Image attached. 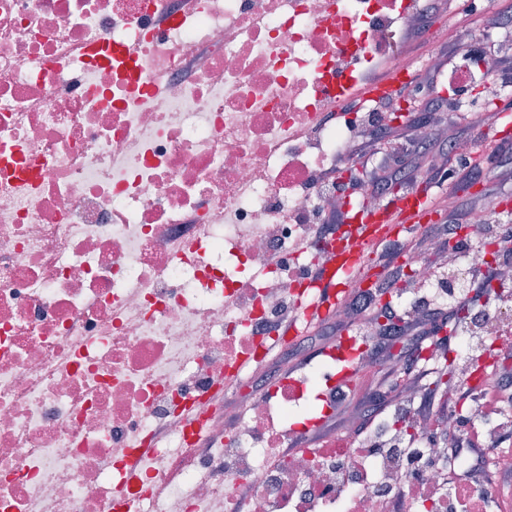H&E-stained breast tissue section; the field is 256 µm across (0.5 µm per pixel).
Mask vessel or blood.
<instances>
[{"label": "vessel or blood", "mask_w": 512, "mask_h": 512, "mask_svg": "<svg viewBox=\"0 0 512 512\" xmlns=\"http://www.w3.org/2000/svg\"><path fill=\"white\" fill-rule=\"evenodd\" d=\"M433 209L432 198L417 193L389 201L382 214L367 213L359 217L349 233L337 236L334 262L311 273L312 285L320 293L308 305V313L326 317L332 305L343 302L349 287L358 284L361 269L357 259L394 236L415 233L424 215Z\"/></svg>", "instance_id": "obj_1"}]
</instances>
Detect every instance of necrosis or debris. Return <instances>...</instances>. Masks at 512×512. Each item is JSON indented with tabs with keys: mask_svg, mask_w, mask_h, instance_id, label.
<instances>
[{
	"mask_svg": "<svg viewBox=\"0 0 512 512\" xmlns=\"http://www.w3.org/2000/svg\"><path fill=\"white\" fill-rule=\"evenodd\" d=\"M426 4L0 0V512H124L112 490L141 446L137 512H291L296 495L300 512H443L380 494L402 466L362 453L360 418L337 459L306 442L336 412L335 344L302 378L240 386L264 344L298 342L267 324L330 263L318 225L377 203L344 189L353 145L369 101L398 122L405 99H360L368 71L383 58L406 78V23L460 38L425 26ZM502 248L484 238L456 266L497 268L485 320L416 356L458 365L475 398L512 350ZM222 380L239 387L230 429ZM392 428L426 444L434 474L470 473L424 421Z\"/></svg>",
	"mask_w": 512,
	"mask_h": 512,
	"instance_id": "4bbe7bcc",
	"label": "necrosis or debris"
}]
</instances>
